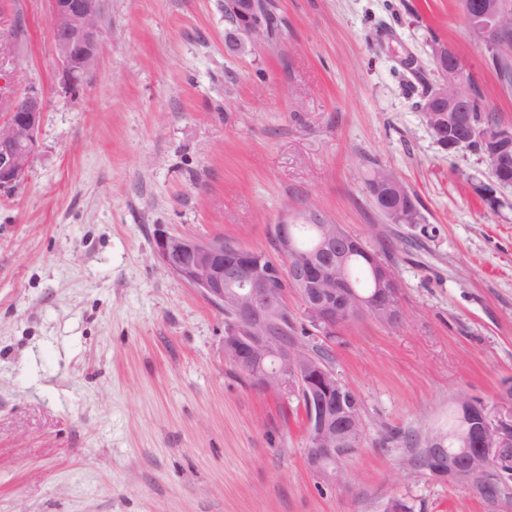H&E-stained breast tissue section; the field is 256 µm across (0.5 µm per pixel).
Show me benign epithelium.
Segmentation results:
<instances>
[{
    "mask_svg": "<svg viewBox=\"0 0 512 512\" xmlns=\"http://www.w3.org/2000/svg\"><path fill=\"white\" fill-rule=\"evenodd\" d=\"M107 0H50L49 30L58 63L61 85L79 89L95 62L105 51ZM467 33L482 42L492 54H512V4L508 0H463ZM224 15L236 32L252 40L270 38L265 0H224ZM17 42L10 34L0 35V69L16 57ZM433 62L439 81L423 96L421 104L428 128L445 150L479 143L488 159L495 158L496 145L512 131L489 129L475 122L472 95L464 90L466 76L461 58L445 42L435 44ZM45 109V95L35 87L15 94L0 87V192L13 191L31 169ZM376 193L393 217L405 187L373 179ZM310 224L316 231L312 250L296 245L292 225ZM276 251L285 260L252 261L238 248L236 257H225L224 240H202L189 235L157 233L154 258L181 283L198 290L211 304L233 314L224 335V354L247 370L263 390L292 389L306 398V463L320 479L345 486L339 460L348 448L347 439L362 437L356 412L334 407L343 388L336 375L316 360L298 341L283 345L274 327L287 310L286 284L297 291L303 315L317 335L329 338L347 322L367 315L386 326L403 321L391 269L374 266V291L361 295L346 272L342 244L348 241L344 228L308 208L296 216L283 215L274 225ZM461 425L451 434L459 451L444 459V475L469 480L476 470H486L496 461L512 457V400L503 397L490 408L471 398L456 403ZM476 424L478 450L470 449L468 426Z\"/></svg>",
    "mask_w": 512,
    "mask_h": 512,
    "instance_id": "1",
    "label": "benign epithelium"
}]
</instances>
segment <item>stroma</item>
Listing matches in <instances>:
<instances>
[{
  "label": "stroma",
  "instance_id": "1",
  "mask_svg": "<svg viewBox=\"0 0 512 512\" xmlns=\"http://www.w3.org/2000/svg\"><path fill=\"white\" fill-rule=\"evenodd\" d=\"M264 43L232 45L224 0H108L107 45L57 87L49 0L20 21L6 85L46 97L33 165L0 193V512H512L411 466L459 398L512 381V187L479 151H447L420 103L452 45L470 90L512 127V83L460 0H275ZM391 171L421 221L369 188ZM342 225L397 280L401 324L362 316L322 351L358 398L342 487L306 466L304 409L224 355V314L153 257L157 231L272 251L283 213Z\"/></svg>",
  "mask_w": 512,
  "mask_h": 512
}]
</instances>
